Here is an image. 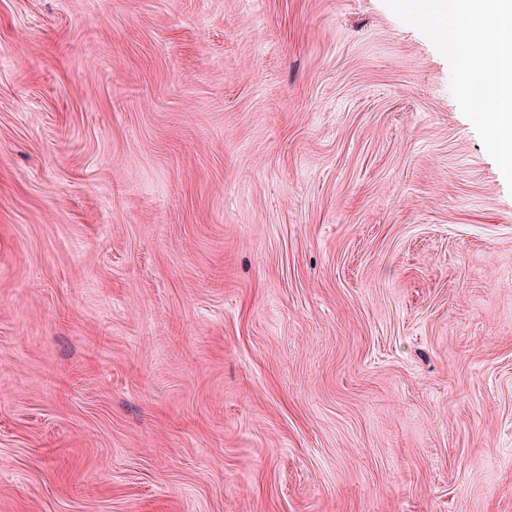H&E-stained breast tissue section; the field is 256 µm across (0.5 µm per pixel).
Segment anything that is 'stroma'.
<instances>
[{
	"mask_svg": "<svg viewBox=\"0 0 512 512\" xmlns=\"http://www.w3.org/2000/svg\"><path fill=\"white\" fill-rule=\"evenodd\" d=\"M0 512H512V190L383 0H0Z\"/></svg>",
	"mask_w": 512,
	"mask_h": 512,
	"instance_id": "1",
	"label": "stroma"
}]
</instances>
